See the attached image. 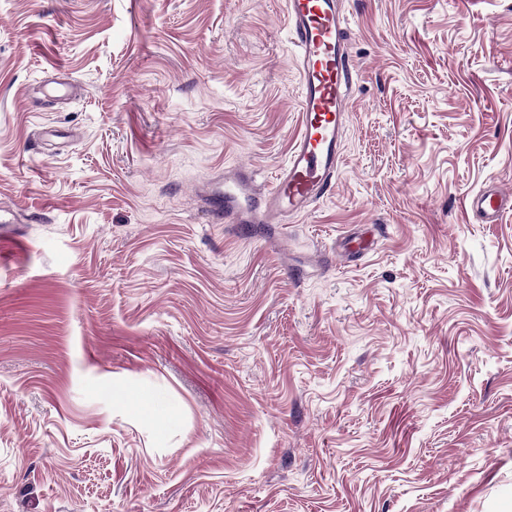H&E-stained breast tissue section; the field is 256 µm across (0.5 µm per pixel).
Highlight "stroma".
Returning <instances> with one entry per match:
<instances>
[{"instance_id":"35a3bbf8","label":"stroma","mask_w":512,"mask_h":512,"mask_svg":"<svg viewBox=\"0 0 512 512\" xmlns=\"http://www.w3.org/2000/svg\"><path fill=\"white\" fill-rule=\"evenodd\" d=\"M342 9L284 226L199 192L287 160V0H0V512H512V214L464 207L512 186V0ZM465 208L482 224H499L505 213L512 212V191L490 182L478 192L465 196Z\"/></svg>"}]
</instances>
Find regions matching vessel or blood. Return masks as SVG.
Here are the masks:
<instances>
[{
	"instance_id": "obj_1",
	"label": "vessel or blood",
	"mask_w": 512,
	"mask_h": 512,
	"mask_svg": "<svg viewBox=\"0 0 512 512\" xmlns=\"http://www.w3.org/2000/svg\"><path fill=\"white\" fill-rule=\"evenodd\" d=\"M288 31L298 49L301 126L273 185L238 168L201 193L210 215L228 224H288L334 189L352 100L353 67L339 0H288ZM484 224L512 212V190L492 182L465 197Z\"/></svg>"
}]
</instances>
